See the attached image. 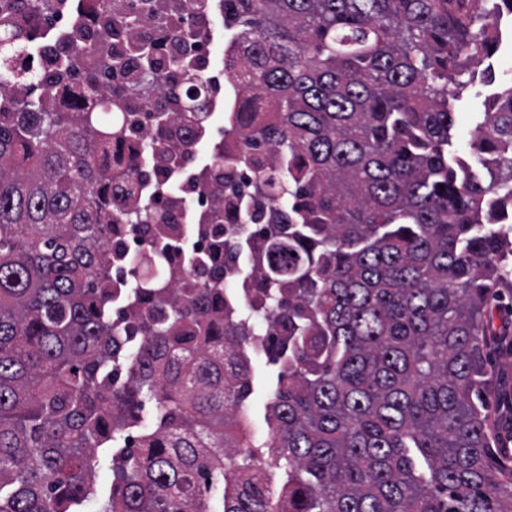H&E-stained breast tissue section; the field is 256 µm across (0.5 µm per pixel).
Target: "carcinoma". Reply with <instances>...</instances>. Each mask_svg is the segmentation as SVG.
Masks as SVG:
<instances>
[{
	"instance_id": "1",
	"label": "carcinoma",
	"mask_w": 512,
	"mask_h": 512,
	"mask_svg": "<svg viewBox=\"0 0 512 512\" xmlns=\"http://www.w3.org/2000/svg\"><path fill=\"white\" fill-rule=\"evenodd\" d=\"M49 0H0V95ZM135 31L152 0H97ZM512 0H224L240 58L238 123L255 189L228 186L236 240L185 258L169 244L125 259L145 318L113 333L107 267L118 104L96 82L58 102L57 83L0 109V512H83L98 450L112 485L98 512H512V463L487 430L485 336L512 288V86L488 100L473 153L450 151L454 102L497 49ZM189 13L170 29L195 71ZM154 42L133 46L156 72ZM86 43L63 76L122 71ZM189 87L147 113L148 152ZM87 112H72L75 102ZM279 363L255 433L251 337ZM124 368L117 379L114 369Z\"/></svg>"
}]
</instances>
